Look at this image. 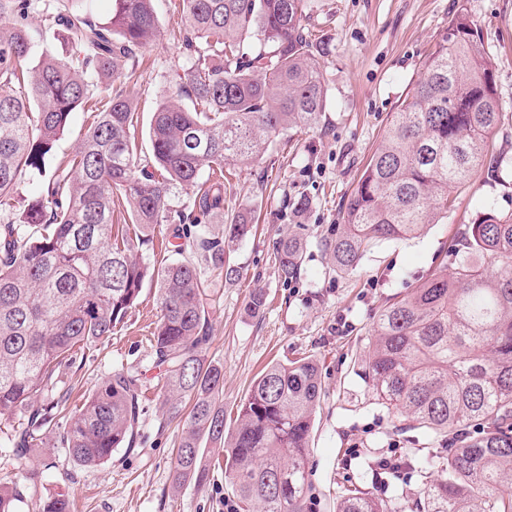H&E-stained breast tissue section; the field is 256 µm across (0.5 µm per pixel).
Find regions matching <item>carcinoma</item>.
I'll use <instances>...</instances> for the list:
<instances>
[{"label": "carcinoma", "mask_w": 512, "mask_h": 512, "mask_svg": "<svg viewBox=\"0 0 512 512\" xmlns=\"http://www.w3.org/2000/svg\"><path fill=\"white\" fill-rule=\"evenodd\" d=\"M84 2L61 0L45 16L47 28L70 40L58 58L36 51L30 0H0V417L24 416L8 440L23 456L66 413L61 444L73 462L103 466L132 446L140 378L115 371L70 409L66 376L85 347L124 323L149 280L160 309L152 348L163 405L177 417L190 403L174 488L206 484L204 444L220 442L240 512H312L318 365H269L224 434V370L204 358L212 303L201 278L203 268L238 277L224 253L253 229L245 213L231 216L221 237L202 228L224 213V164L261 159L271 138L315 125L324 112L304 0H181L188 67L153 112L151 162L138 171L134 99L118 89L104 103L95 90L135 70L156 35L154 0H112L107 23L93 21ZM246 36L264 50L250 56ZM476 37L461 8L422 62L421 80L393 113L325 242L337 272L356 271L381 242L448 219L453 190L486 167L502 113ZM78 109L90 124L74 152L14 206L22 176L42 172ZM175 189L191 195V210L171 203ZM159 224L169 226L182 259L158 268L140 247ZM305 247L300 234L275 241L284 281L299 276ZM363 380L376 404L439 443L408 459L426 480L410 512H512V212L480 213L426 278L380 311ZM22 497L1 484L0 512H17ZM37 512H70V504L51 495ZM336 512L399 510L356 487Z\"/></svg>", "instance_id": "1"}]
</instances>
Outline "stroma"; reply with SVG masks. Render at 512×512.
Wrapping results in <instances>:
<instances>
[{
	"label": "stroma",
	"mask_w": 512,
	"mask_h": 512,
	"mask_svg": "<svg viewBox=\"0 0 512 512\" xmlns=\"http://www.w3.org/2000/svg\"><path fill=\"white\" fill-rule=\"evenodd\" d=\"M461 7L493 66L503 119L489 150L500 165L498 173L479 172L456 190L447 223L428 224L412 237L382 243L355 272L337 273L324 243L341 223L345 202L393 112L420 80L424 58ZM155 10L157 35L134 77L98 88L106 95L120 87L137 100L136 140L145 156L151 112L187 66L179 0H156ZM304 23L322 47L317 60L326 107L319 124L294 129L278 137L261 160L231 168L224 211L255 215L257 228L226 254L238 278L205 275L216 293L205 357L224 369L219 402L229 431L264 367L279 360H317L322 393L309 455L316 512H336L339 496L356 483L377 498L408 503L423 489L417 475L405 468L379 480L374 463L389 448L425 452L437 442L420 431H397L393 414L370 400L361 371L380 309L425 277L459 229L480 212L490 207L512 212V0H306ZM301 199L307 200L306 209H296ZM295 231L306 240L305 257L300 277L287 283L278 273L273 243ZM257 292L266 305L254 316L247 303ZM155 294L153 283H146L124 325L86 348L83 366L72 379L71 402L78 405L113 371L138 375L143 397L133 450L115 453L101 467L80 466L61 446L57 426L44 438L45 452L21 460L5 436L20 423V415L0 421V480L23 486L19 512H36L40 499L58 493L69 499L70 512H228L234 506L219 443L205 446L211 467L206 485L172 488L183 422L161 405L164 379L151 345L159 315ZM33 467L40 476L32 483L26 472Z\"/></svg>",
	"instance_id": "stroma-1"
}]
</instances>
